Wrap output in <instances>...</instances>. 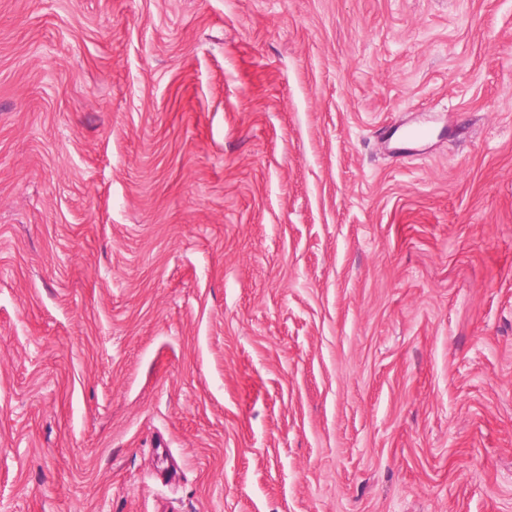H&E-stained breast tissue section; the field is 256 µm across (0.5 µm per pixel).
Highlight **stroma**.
Here are the masks:
<instances>
[{
    "mask_svg": "<svg viewBox=\"0 0 512 512\" xmlns=\"http://www.w3.org/2000/svg\"><path fill=\"white\" fill-rule=\"evenodd\" d=\"M0 512H512V0H0Z\"/></svg>",
    "mask_w": 512,
    "mask_h": 512,
    "instance_id": "obj_1",
    "label": "stroma"
}]
</instances>
